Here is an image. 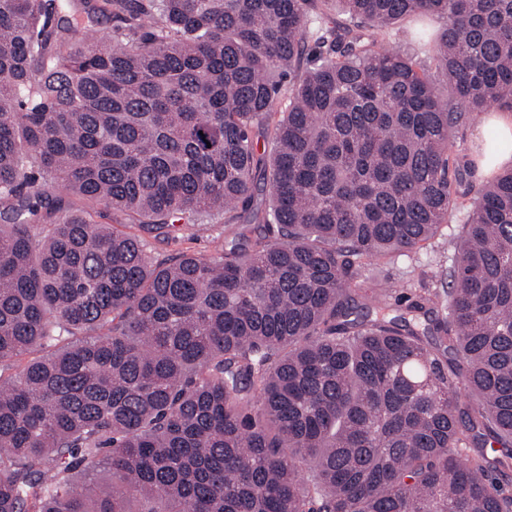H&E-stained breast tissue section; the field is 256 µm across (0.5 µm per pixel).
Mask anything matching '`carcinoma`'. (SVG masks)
<instances>
[{
  "mask_svg": "<svg viewBox=\"0 0 512 512\" xmlns=\"http://www.w3.org/2000/svg\"><path fill=\"white\" fill-rule=\"evenodd\" d=\"M427 18L446 95L379 43ZM490 107L512 0H0V512H512V168L451 150ZM40 181L257 223L156 263ZM462 210L407 315L362 287Z\"/></svg>",
  "mask_w": 512,
  "mask_h": 512,
  "instance_id": "1",
  "label": "carcinoma"
}]
</instances>
